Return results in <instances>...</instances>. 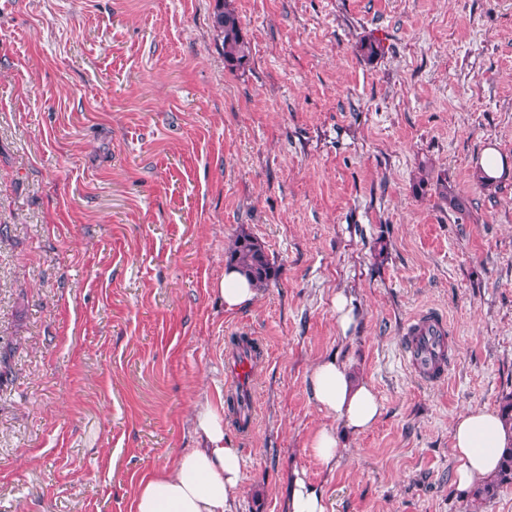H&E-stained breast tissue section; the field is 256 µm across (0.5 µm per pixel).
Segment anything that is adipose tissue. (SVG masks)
<instances>
[{"mask_svg": "<svg viewBox=\"0 0 512 512\" xmlns=\"http://www.w3.org/2000/svg\"><path fill=\"white\" fill-rule=\"evenodd\" d=\"M220 295L225 312L250 307L256 287L235 266L224 269ZM311 396L319 409L344 430L360 434L379 419L382 403L374 388L358 380L350 364L335 356L317 361L309 373ZM202 447L180 454L174 464L140 481L134 512H234V493L242 473L239 449L224 437V413L203 405L196 413ZM452 454L457 463L456 484L467 492L492 479L504 448L512 446V426L499 411L466 407L454 420Z\"/></svg>", "mask_w": 512, "mask_h": 512, "instance_id": "obj_1", "label": "adipose tissue"}]
</instances>
